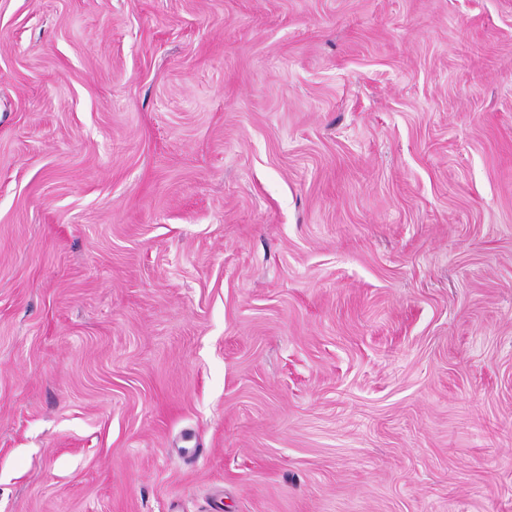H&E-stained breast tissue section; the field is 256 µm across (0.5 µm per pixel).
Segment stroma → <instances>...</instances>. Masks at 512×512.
<instances>
[{
  "mask_svg": "<svg viewBox=\"0 0 512 512\" xmlns=\"http://www.w3.org/2000/svg\"><path fill=\"white\" fill-rule=\"evenodd\" d=\"M0 512H512V0H0Z\"/></svg>",
  "mask_w": 512,
  "mask_h": 512,
  "instance_id": "35a3bbf8",
  "label": "stroma"
}]
</instances>
